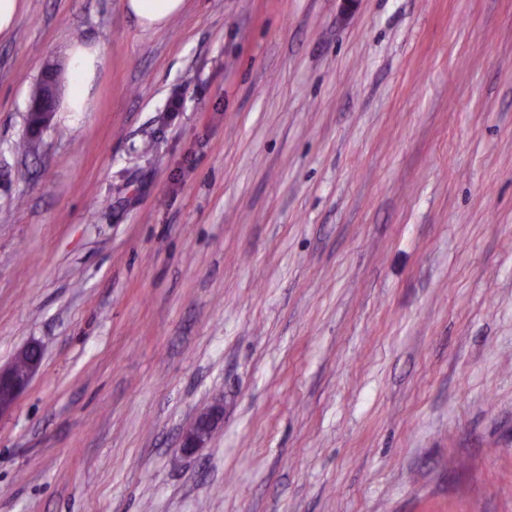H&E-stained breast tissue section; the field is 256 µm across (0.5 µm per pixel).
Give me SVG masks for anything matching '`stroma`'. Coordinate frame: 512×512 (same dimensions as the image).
<instances>
[{
	"label": "stroma",
	"mask_w": 512,
	"mask_h": 512,
	"mask_svg": "<svg viewBox=\"0 0 512 512\" xmlns=\"http://www.w3.org/2000/svg\"><path fill=\"white\" fill-rule=\"evenodd\" d=\"M74 40L95 107L22 154ZM33 341L0 512H512V0H26L0 366ZM185 0H125L124 6L144 29H160L182 12ZM56 97V71L48 68L43 74L35 95L30 99L26 118V134L29 138L40 141L50 127ZM224 418L223 403L217 402L200 412L193 423L187 428L181 438L180 449L186 456L196 454L205 448L213 432L219 427Z\"/></svg>",
	"instance_id": "1"
}]
</instances>
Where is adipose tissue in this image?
<instances>
[{"mask_svg": "<svg viewBox=\"0 0 512 512\" xmlns=\"http://www.w3.org/2000/svg\"><path fill=\"white\" fill-rule=\"evenodd\" d=\"M129 14L146 29H159L182 12L185 0H124ZM68 88L61 100L64 112H84L90 105L94 81L104 62L102 49L94 42H73L66 50Z\"/></svg>", "mask_w": 512, "mask_h": 512, "instance_id": "ef3b65f1", "label": "adipose tissue"}]
</instances>
